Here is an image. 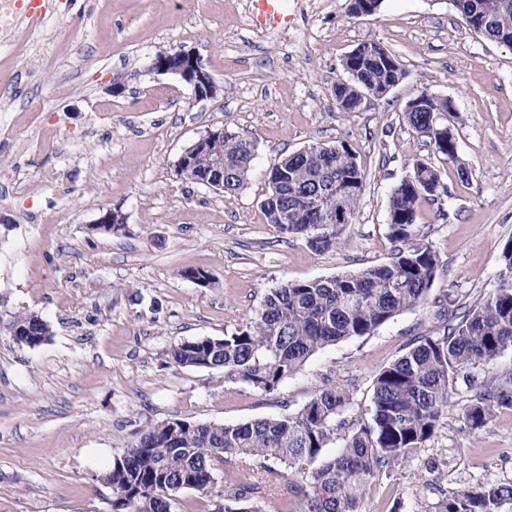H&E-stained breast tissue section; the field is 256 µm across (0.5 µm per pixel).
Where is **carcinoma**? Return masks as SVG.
Segmentation results:
<instances>
[{
	"label": "carcinoma",
	"mask_w": 512,
	"mask_h": 512,
	"mask_svg": "<svg viewBox=\"0 0 512 512\" xmlns=\"http://www.w3.org/2000/svg\"><path fill=\"white\" fill-rule=\"evenodd\" d=\"M472 31L512 49V0H451ZM389 51L350 52L343 60L347 79L336 84V104L358 111L361 93L394 87L405 77ZM414 131L428 127L430 112L404 113ZM224 192L247 182L255 155L248 132L226 131ZM437 154L456 160V142L443 133ZM269 192L261 202L266 223L284 238L302 237L316 249L339 244L343 225L336 213L353 220L365 174L356 152L345 142L310 143L283 157L269 172ZM448 196L440 172L418 161L412 174L391 192L387 237L393 245L384 263L331 278L291 281L270 289L258 311L222 337L203 336L175 345L169 357L183 367L224 370V381L244 382L261 393L276 391L317 351L350 338L373 334L381 325L416 306L432 288L441 268L439 255L419 233L417 204ZM503 275L482 303L464 310L444 308L441 325L419 336L413 347L374 376L368 417L348 423L349 386L319 390L300 410L245 424L223 425L167 420L144 430L113 460L103 480L112 487V512H172L182 489L209 492L224 469L223 512H252L233 504L262 498L266 484H278L280 464L301 481L285 483L281 512H363L370 484L393 471L410 452L421 449L438 431L457 378L493 361L512 347V241L504 246ZM8 325L16 343L35 347L51 336L50 324L22 312ZM512 408V376L472 390L463 411L469 430L483 429L503 409ZM349 427L345 445L332 459L308 472L336 432ZM248 458L266 473V483L237 481L235 471ZM512 505V482L438 489L437 500L422 512H502Z\"/></svg>",
	"instance_id": "1"
}]
</instances>
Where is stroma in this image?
<instances>
[{"mask_svg": "<svg viewBox=\"0 0 512 512\" xmlns=\"http://www.w3.org/2000/svg\"><path fill=\"white\" fill-rule=\"evenodd\" d=\"M349 5L286 0L284 25L258 23L254 0H59L28 30L27 52L0 50V118L13 129L0 141V512H111L103 477L114 458L170 419L244 424L347 380L349 414L363 416L374 374L438 327L442 303L471 307L497 286L512 240V49L471 31L449 0H383L363 17ZM371 42L406 76L369 108L339 111L343 60ZM180 50L199 57L214 98L150 70ZM423 85L458 111L448 120L456 161L404 119ZM217 127L257 141L235 193L177 171L184 149ZM340 141L366 176L341 247L282 238L261 212L269 170L309 143ZM419 160L448 187L443 203L417 205L441 259L423 302L318 351L270 394L170 360L183 340L234 330L270 288L387 261L389 196ZM106 208L121 209L122 230H94ZM187 268L211 285L186 279ZM24 311L51 326L38 347L5 329ZM469 396L458 384L440 430L372 483L364 512H417L419 498L436 499L435 481L448 491L512 481V410L474 434L462 421Z\"/></svg>", "mask_w": 512, "mask_h": 512, "instance_id": "1", "label": "stroma"}]
</instances>
